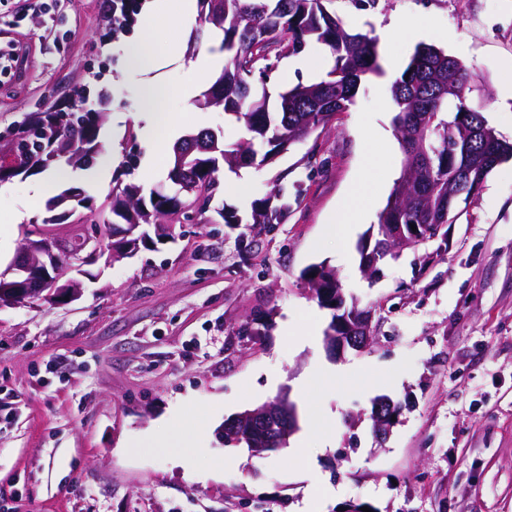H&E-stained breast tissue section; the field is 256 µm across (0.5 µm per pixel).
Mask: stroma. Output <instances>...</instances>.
I'll return each instance as SVG.
<instances>
[{"label":"stroma","instance_id":"35a3bbf8","mask_svg":"<svg viewBox=\"0 0 512 512\" xmlns=\"http://www.w3.org/2000/svg\"><path fill=\"white\" fill-rule=\"evenodd\" d=\"M45 14L23 0H0V43L27 53L20 76L0 78V137L26 113L61 105L87 72L101 73L112 102L102 148L87 171L63 178L35 172L0 182V214L25 212L0 241V271L41 222L47 199L68 187L111 219L112 179L127 160L144 164L137 84L118 73L139 23L102 38L111 0H47ZM353 32L376 38L392 74L362 82L355 102L261 167L219 173L216 206L246 216L254 203L287 200L280 223L212 224L207 215L179 224L168 242L131 258L86 266L80 297L56 304L0 308V512H512V159L459 200L449 246L436 242L386 259L375 277L360 269L359 241L376 225L404 154L392 119L390 85L416 47L432 44L471 73L468 104L512 143V0H325ZM320 46L273 60L270 94L323 78ZM187 72L170 65L163 106L180 134L211 129L226 143L246 138L223 109L198 108L177 90ZM383 132L385 141L363 133ZM390 175L376 178V210L346 238L328 234L362 182L370 152ZM167 184L166 171L142 181ZM335 268L345 299L374 307L367 350L327 351L321 332L332 316L311 294L305 271ZM263 336L237 330L263 311ZM316 316L313 341L287 336ZM351 369V377L302 396L314 371ZM288 391L300 418L325 419L331 445L306 437L251 456L225 447L226 419ZM401 406L386 440L372 429L374 398ZM207 429L205 453L185 463L150 445L165 433L182 441L190 415ZM241 466H221L228 455Z\"/></svg>","mask_w":512,"mask_h":512}]
</instances>
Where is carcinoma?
Returning a JSON list of instances; mask_svg holds the SVG:
<instances>
[{
  "instance_id": "obj_1",
  "label": "carcinoma",
  "mask_w": 512,
  "mask_h": 512,
  "mask_svg": "<svg viewBox=\"0 0 512 512\" xmlns=\"http://www.w3.org/2000/svg\"><path fill=\"white\" fill-rule=\"evenodd\" d=\"M220 39L227 53L221 75L196 99L207 109L223 103L224 112L245 126L250 138L230 146L218 141V151L199 158L184 174L168 172L175 187L170 195L158 189L143 193L134 182L121 179L112 191V230L127 224H161L179 206L194 201V188L217 193L218 172L260 165L263 158L285 140L297 141L310 127L326 124L353 105L362 81L381 73L376 40L351 33L330 14L324 0H224V23L197 31L196 40ZM313 39L328 48L333 64L320 81L298 84L278 93L270 104L267 91L257 93L252 80L264 74L261 62L299 51ZM471 78L461 62L434 45L417 47L403 72L391 84L396 107L394 128L404 151L398 180L378 216L376 237L382 238L384 224H446L448 214L473 186L484 182L499 164L512 158V145L494 136L484 140L478 130L492 129L481 108L466 102L465 89ZM78 109L69 113L67 133L53 139L59 118L56 111L29 112L17 126V140L24 153L17 174L59 170L63 166L81 169L101 149L102 127L86 119ZM89 197L78 187H69L50 197L45 204L44 224H59L80 208L87 209ZM288 203L271 208L252 206L250 216L222 210L216 214L226 224H278ZM310 281L317 285L320 306L335 310L336 272L324 263L312 266ZM272 326V313L255 317L238 330L249 336Z\"/></svg>"
}]
</instances>
